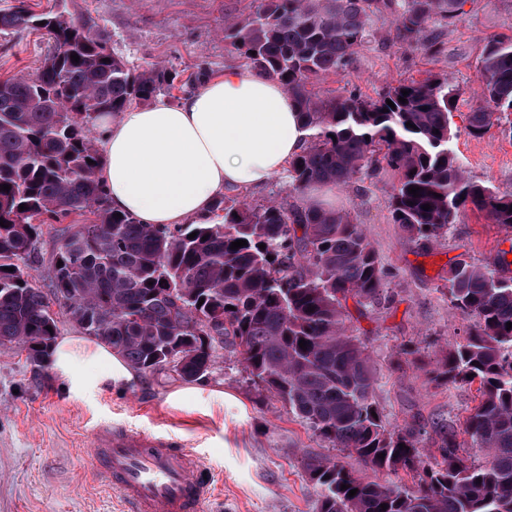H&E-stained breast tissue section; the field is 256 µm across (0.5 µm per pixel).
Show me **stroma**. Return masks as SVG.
<instances>
[{"mask_svg": "<svg viewBox=\"0 0 512 512\" xmlns=\"http://www.w3.org/2000/svg\"><path fill=\"white\" fill-rule=\"evenodd\" d=\"M35 12L55 9L92 18L108 47L138 71L160 63L190 76L199 64L212 73L244 67L224 39V22L251 13L256 0H28ZM449 31L445 54L431 57L394 45L391 20L372 22L370 46L351 66L315 81L326 98L358 90L374 98L391 83L448 74L459 87L451 117L452 148L469 173L512 194V137L491 128L476 138L468 112L480 104L478 62L491 35L512 34V0H468ZM47 50L39 32L0 31V78L34 72ZM398 176L391 170L353 181L337 191L336 206L360 224L388 272V302L353 313L349 327L368 347L377 382L374 397L393 427L415 422L431 428L448 420L461 447L471 445L465 421L479 396L476 385L434 379L430 368L463 340L466 327L451 307L446 278L452 263H483L504 229L472 212L462 214L430 254H420L394 224L387 201ZM182 380L147 376L122 387L72 394L52 371L33 380L14 346L0 347V512H110L113 490L95 467L91 428L101 421L143 431L165 430L197 453L218 475L209 512H312L317 491L304 461L336 455L362 476L372 471L357 457L332 453L282 403L266 399L239 357L224 354L214 372L185 400L173 401Z\"/></svg>", "mask_w": 512, "mask_h": 512, "instance_id": "obj_1", "label": "stroma"}]
</instances>
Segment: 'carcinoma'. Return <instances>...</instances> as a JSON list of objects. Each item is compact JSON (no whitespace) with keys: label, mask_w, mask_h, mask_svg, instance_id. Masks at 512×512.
<instances>
[{"label":"carcinoma","mask_w":512,"mask_h":512,"mask_svg":"<svg viewBox=\"0 0 512 512\" xmlns=\"http://www.w3.org/2000/svg\"><path fill=\"white\" fill-rule=\"evenodd\" d=\"M467 2L258 0L247 17L224 24V39L246 65L286 86L306 125L319 129L288 162L293 190L313 183L342 189L389 168L398 175L388 202L392 221L425 252L468 210L512 229V194L474 179L451 147L459 89L448 75L398 81L375 99L354 91L321 99L311 89L349 67L371 43L378 16L393 18L400 45L444 53L437 27L454 25ZM10 28L42 31L50 41L35 73L0 80V186H10L0 189V346L26 352L33 379L44 374L59 334L54 300L143 375L194 382L227 349L321 440L376 474L412 475L406 487L358 476L334 456L310 457L315 512H512V246L497 250L490 264L462 261L448 271L452 307L472 324L436 372L452 384L479 382L480 401L465 426L472 451H462L446 422L433 424L435 450L423 448L418 425L390 428L383 420L366 343L348 333L349 305L386 300L387 276L349 214L222 196L215 203L220 224L154 227L125 213L117 218L108 205L98 179L97 115L197 88L209 67L197 66L179 85L178 73L164 65L133 71L92 18L36 13L26 0L0 12V29ZM478 73L483 104L468 113L469 134L481 138L493 125L512 132L511 35L487 41ZM86 213L95 220L64 224ZM52 224L60 228L46 292L33 283L28 261ZM236 240L247 245L230 249Z\"/></svg>","instance_id":"obj_1"}]
</instances>
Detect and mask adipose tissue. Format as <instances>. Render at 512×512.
<instances>
[{
	"mask_svg": "<svg viewBox=\"0 0 512 512\" xmlns=\"http://www.w3.org/2000/svg\"><path fill=\"white\" fill-rule=\"evenodd\" d=\"M98 177L110 207L147 225L218 224L224 191H246L285 172L312 135L287 89L250 69L225 71L191 95L98 115ZM102 362V384L128 385L137 374L111 350L62 337L54 372L71 392L88 388L75 373L76 352Z\"/></svg>",
	"mask_w": 512,
	"mask_h": 512,
	"instance_id": "1",
	"label": "adipose tissue"
}]
</instances>
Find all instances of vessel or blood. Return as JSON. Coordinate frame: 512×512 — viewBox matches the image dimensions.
Here are the masks:
<instances>
[{"mask_svg": "<svg viewBox=\"0 0 512 512\" xmlns=\"http://www.w3.org/2000/svg\"><path fill=\"white\" fill-rule=\"evenodd\" d=\"M91 441L124 512H205L215 473L166 431L100 423Z\"/></svg>", "mask_w": 512, "mask_h": 512, "instance_id": "b4317fda", "label": "vessel or blood"}]
</instances>
